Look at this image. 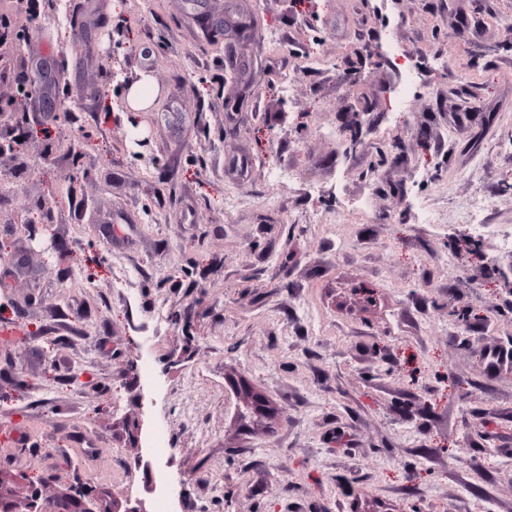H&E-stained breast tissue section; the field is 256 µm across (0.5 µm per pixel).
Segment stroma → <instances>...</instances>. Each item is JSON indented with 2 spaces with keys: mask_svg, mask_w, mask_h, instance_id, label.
Returning <instances> with one entry per match:
<instances>
[{
  "mask_svg": "<svg viewBox=\"0 0 512 512\" xmlns=\"http://www.w3.org/2000/svg\"><path fill=\"white\" fill-rule=\"evenodd\" d=\"M235 8L229 53L198 17ZM0 15V102L28 116L0 124L11 485L151 499L161 427L182 512H512V368L481 357L512 347V0ZM148 78L144 77L129 86L127 100L132 112H139L148 106L153 92Z\"/></svg>",
  "mask_w": 512,
  "mask_h": 512,
  "instance_id": "1",
  "label": "stroma"
}]
</instances>
